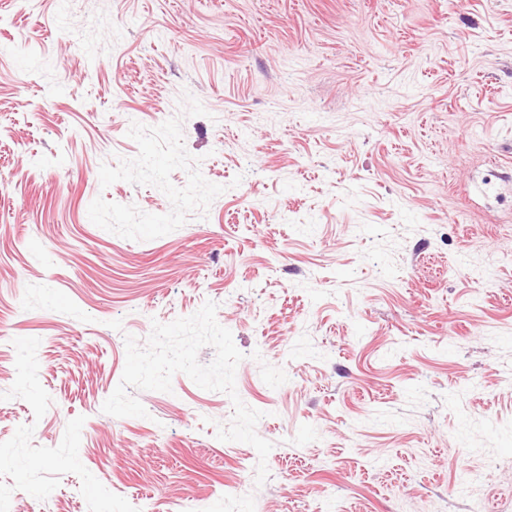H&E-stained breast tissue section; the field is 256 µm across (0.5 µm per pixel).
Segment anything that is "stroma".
<instances>
[{
  "mask_svg": "<svg viewBox=\"0 0 512 512\" xmlns=\"http://www.w3.org/2000/svg\"><path fill=\"white\" fill-rule=\"evenodd\" d=\"M208 300L267 459L182 373L102 411ZM0 454L13 512H512V0H0Z\"/></svg>",
  "mask_w": 512,
  "mask_h": 512,
  "instance_id": "1",
  "label": "stroma"
}]
</instances>
